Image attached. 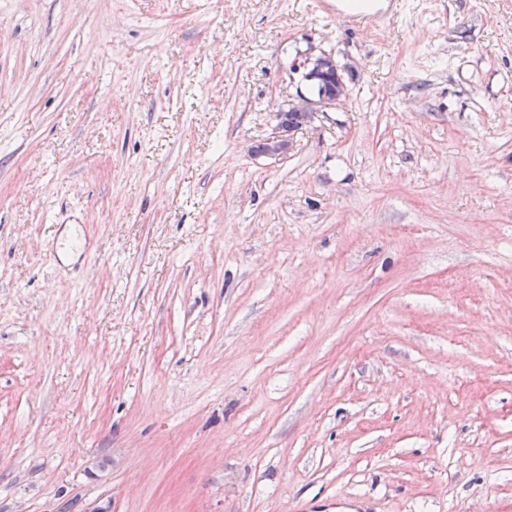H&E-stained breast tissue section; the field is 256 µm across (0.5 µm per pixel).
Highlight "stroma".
<instances>
[{
    "label": "stroma",
    "instance_id": "obj_1",
    "mask_svg": "<svg viewBox=\"0 0 512 512\" xmlns=\"http://www.w3.org/2000/svg\"><path fill=\"white\" fill-rule=\"evenodd\" d=\"M338 2L0 0V512H512V0ZM316 68H317V65H315V67L313 68L312 73L314 74L315 79L318 81L317 82L318 97H322L320 99L319 103L321 104V106H324V107L335 105L336 101L340 100V98L345 95V89H344L341 93H339L336 96L337 92H339L341 89L344 88L343 81H342V83H340V79H341L340 74L338 73V71L336 69V77L334 75V78H332L330 80H322L319 76L315 75ZM335 90H336V94H334ZM323 95L325 97H323ZM329 96H332V97L326 98ZM287 122H279L274 132L265 140L268 145V154L280 155L286 152L290 145V136L296 129L305 124L306 113L300 111H288ZM290 125V126H288ZM294 128H292V127Z\"/></svg>",
    "mask_w": 512,
    "mask_h": 512
}]
</instances>
